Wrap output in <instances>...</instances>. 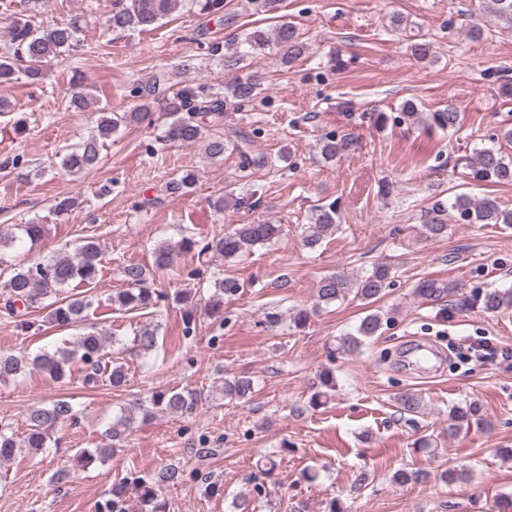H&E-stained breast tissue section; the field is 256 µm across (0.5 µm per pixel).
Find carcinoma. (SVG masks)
<instances>
[{"label": "carcinoma", "instance_id": "cac0c4a2", "mask_svg": "<svg viewBox=\"0 0 512 512\" xmlns=\"http://www.w3.org/2000/svg\"><path fill=\"white\" fill-rule=\"evenodd\" d=\"M40 3L41 0H19L20 8L17 10L11 9L10 0L0 3V14L9 20V45L0 55V84L13 80L19 73L38 81L44 77L51 60L78 45L84 19L75 16L65 24L46 26L37 20ZM184 5L198 10L201 15L219 20L223 18L224 0H130L128 5L124 0H115L111 12L105 17V25L113 32L152 30L163 17ZM488 9L512 26V0H489ZM272 40L283 48L281 63L284 65H292L305 53L306 44L299 39L296 28L288 22L279 25ZM272 40L255 31L230 44L225 53L218 42L208 45L207 50L213 54L223 53L224 66L233 69L240 67L246 58L264 51ZM257 89L258 84L250 77H240L225 84L222 93L205 85L180 88L161 102L163 114L168 117V121L160 126L157 141L187 145L201 143L209 159H224V150L229 147L237 150L239 143L246 142L244 137L238 143L224 137V106L230 102L241 107L251 102L257 95ZM151 93V87L137 86L132 90V96L138 99V103L131 111L103 114L95 132L65 157L66 170L74 174L96 170L101 162L104 141L119 126L132 122L152 123ZM425 121L440 130H450L460 124L462 113L457 106L450 104L444 109L427 113ZM356 145L357 139L353 136L328 135L321 139L320 152L328 159H335L354 150ZM475 155V177L493 183L512 184L511 159H506L493 148H483L475 152ZM197 182L195 171H185L168 182L167 190L175 195H183L191 192ZM448 217L467 224H512V212L501 209L496 199L490 196L474 201L466 195H458L448 206ZM335 231V205L319 206L303 231V242L314 248ZM281 233V225L259 221L254 224H235L224 233L200 240L187 236L176 242L164 240L154 248V266L158 269L168 268L181 253L194 252L197 258L207 260L216 255L235 257L255 245L278 238ZM44 236L43 224H16L11 229L0 230V267L10 268V276L0 289L5 315L13 319L16 327L28 329L31 327L27 319L29 310L43 307L45 301L51 298L53 322L63 327H78L82 332L74 336L71 346L62 352L42 353L31 359L23 355L0 354V379L27 368L45 373L53 379H61L66 376V366L77 359L85 367V384L123 387L127 375L124 364L112 363L105 352V342L121 345L123 339L118 336L106 338L96 330L95 324L90 322L95 297L86 291H78L80 287L88 288L97 282L103 259L100 243L89 238L78 244L71 254L53 255L28 267L8 263L6 250L26 241L35 243ZM123 277L128 288L109 298L112 305L126 310L146 309L155 307L165 298L163 292L151 286L149 273L143 266H124ZM390 279L391 270L383 264L373 266L355 282L344 273H332L319 279L317 298L329 304L352 293L364 304L373 306L383 297ZM237 288V281L215 277L206 312L211 316L223 317L224 295L234 293ZM511 303L512 291L509 289L482 290L472 297V304L489 312ZM388 320L386 312L372 310L362 318L356 332L338 339V349L345 353L359 351L364 340L375 336ZM159 338V325L148 322L133 330L129 343L139 355L146 356L157 350ZM319 382L324 390L314 394V404L335 390L334 371L324 368L319 374ZM254 389L253 379L247 376L224 380V396L231 399H246ZM197 402V393L192 389L156 390L148 398L131 396L112 421V427L106 433V442L98 448L79 449L74 456L75 464L87 469L108 460L132 432L133 416L140 414L145 420L158 413L182 416L192 413ZM477 416L478 408L475 405L452 407L448 411V431H458L463 424ZM74 418L76 412L72 405L58 401L30 408L26 413L27 429L21 437L9 426L0 425V461L12 459L18 448H28L36 453L42 451L47 447L52 429L60 422ZM426 479L427 473L422 471L398 470L393 475L394 483L399 486L411 482L422 483ZM184 481V469L174 463L163 466L152 475H130L112 487V504L122 501L131 491L139 499L140 512H166L167 503L161 498V488L175 487Z\"/></svg>", "mask_w": 512, "mask_h": 512}]
</instances>
